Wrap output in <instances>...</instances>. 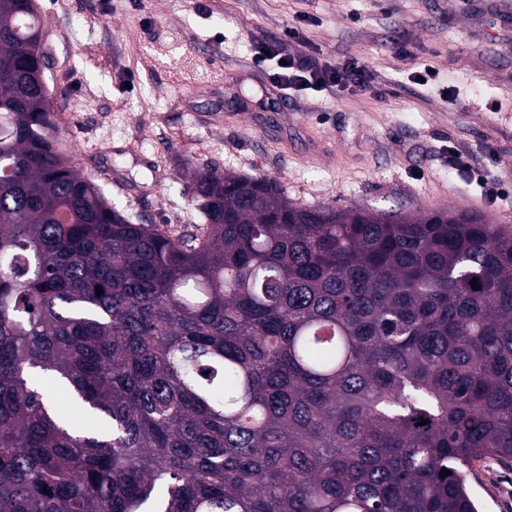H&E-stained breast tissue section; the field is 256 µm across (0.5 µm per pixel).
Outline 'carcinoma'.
<instances>
[{
    "instance_id": "carcinoma-1",
    "label": "carcinoma",
    "mask_w": 512,
    "mask_h": 512,
    "mask_svg": "<svg viewBox=\"0 0 512 512\" xmlns=\"http://www.w3.org/2000/svg\"><path fill=\"white\" fill-rule=\"evenodd\" d=\"M37 35L0 0V512H477L468 467L512 459V228L208 168L200 234L134 224L71 169Z\"/></svg>"
}]
</instances>
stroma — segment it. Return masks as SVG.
<instances>
[{
	"label": "stroma",
	"instance_id": "stroma-1",
	"mask_svg": "<svg viewBox=\"0 0 512 512\" xmlns=\"http://www.w3.org/2000/svg\"><path fill=\"white\" fill-rule=\"evenodd\" d=\"M45 79L71 165L138 224L193 234L184 174L274 179L300 207L512 225V21L496 0H36ZM300 21L294 53L360 57L375 93L306 90L290 109L252 64ZM406 53H399L397 43ZM435 84L416 78L424 66ZM451 98H443L442 87ZM499 177L481 197L449 152ZM479 512H512V461L476 460Z\"/></svg>",
	"mask_w": 512,
	"mask_h": 512
}]
</instances>
